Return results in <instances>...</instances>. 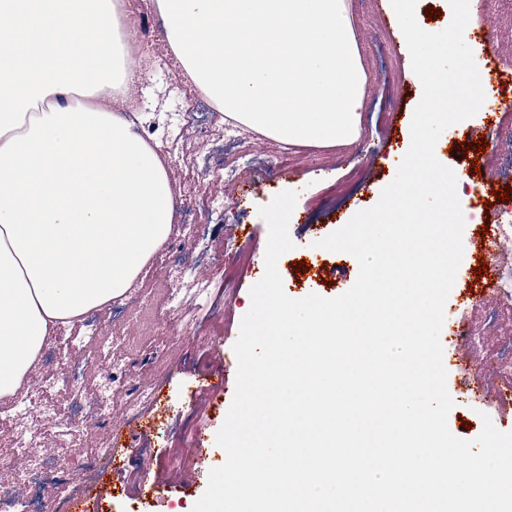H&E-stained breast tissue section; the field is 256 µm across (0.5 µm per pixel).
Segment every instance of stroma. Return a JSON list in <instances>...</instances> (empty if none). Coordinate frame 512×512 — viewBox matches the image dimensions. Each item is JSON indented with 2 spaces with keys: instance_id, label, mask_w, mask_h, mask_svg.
Masks as SVG:
<instances>
[{
  "instance_id": "35a3bbf8",
  "label": "stroma",
  "mask_w": 512,
  "mask_h": 512,
  "mask_svg": "<svg viewBox=\"0 0 512 512\" xmlns=\"http://www.w3.org/2000/svg\"><path fill=\"white\" fill-rule=\"evenodd\" d=\"M351 37L359 66L365 75L362 106L358 112L354 138L336 144H282L253 135L244 129L232 144L218 137L181 134L171 122L180 90L166 79L172 63L157 58L161 76L147 83L142 91L148 120L166 123L177 140V153H192L193 163H174L167 173L175 195L191 189L197 200L218 195L224 203L217 223L206 214L196 213L197 230L184 235L175 227L173 238L184 240L176 255L180 264L196 270L210 286L207 294L186 298L181 306L172 303V288L165 263L146 265L134 284L142 297L136 307H105L92 312L91 323L67 326L71 341L57 348L46 345L45 354L30 370L27 381L34 384L58 374L70 363L83 366L86 398H94L100 366L124 363L130 367L128 385L112 391V413L85 423V442L107 446L114 427L124 422V409L137 390H162L164 405L151 436L134 433L123 450V468L116 480L139 492L137 502L126 497L104 501L102 512H174L191 507L203 495L208 482L209 464L204 459L216 446V433L222 426L235 392L227 383L219 395L218 409L207 400L190 395V386L204 384L216 369L215 352H232L249 290L258 280L257 268L264 265L268 227L259 216L260 206L279 192L298 194L294 219L290 221L293 250L278 262L286 294L301 298L309 293L335 297L346 292L358 276L356 259L346 253L316 248L315 243L345 225L353 213L377 203L382 189L396 175L408 149L413 111L422 88L410 75V56L399 35L389 32L388 0H345ZM468 44L477 67L488 66L481 45V33L494 34L499 63L493 73L512 66V0H478L470 13ZM507 110L496 117L478 111L465 122L446 129L435 153L440 162L455 171H465L469 183L460 204L464 213L474 215L463 232L464 255L447 305L450 318L465 333L446 347L447 387L455 405L448 416L452 434L464 440L475 439L483 427V416L495 426L512 431V397L477 404L475 392L495 391L512 385V371L501 363L512 357V311L500 310L494 303V271L474 275L480 255L476 248L480 229L492 218L485 202L496 199L497 190L512 187V166L503 147L487 142L485 151H475L471 130L491 133L512 130V85L506 88ZM312 262L316 269L340 268L341 276L324 278L314 284L297 275L296 262ZM109 328L114 340L101 349L89 326ZM476 355L481 367L462 369L456 357ZM162 469L191 477L189 488L159 487L153 482L154 470Z\"/></svg>"
}]
</instances>
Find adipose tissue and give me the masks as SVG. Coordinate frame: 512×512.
<instances>
[{"label":"adipose tissue","mask_w":512,"mask_h":512,"mask_svg":"<svg viewBox=\"0 0 512 512\" xmlns=\"http://www.w3.org/2000/svg\"><path fill=\"white\" fill-rule=\"evenodd\" d=\"M118 0H0V397L53 332L125 295L170 237L162 160L105 91L138 60Z\"/></svg>","instance_id":"obj_1"}]
</instances>
